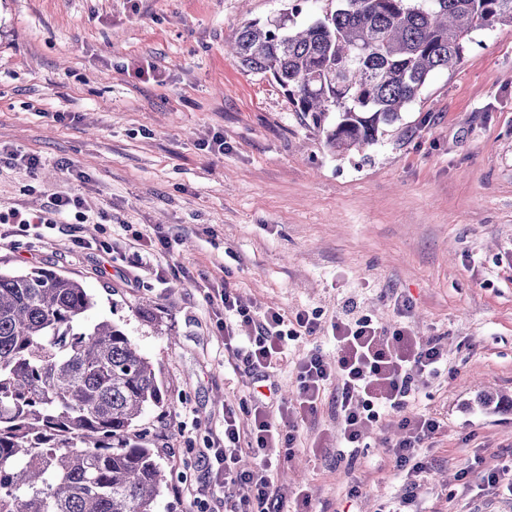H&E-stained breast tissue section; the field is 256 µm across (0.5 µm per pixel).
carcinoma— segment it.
<instances>
[{"instance_id": "cac0c4a2", "label": "carcinoma", "mask_w": 512, "mask_h": 512, "mask_svg": "<svg viewBox=\"0 0 512 512\" xmlns=\"http://www.w3.org/2000/svg\"><path fill=\"white\" fill-rule=\"evenodd\" d=\"M308 2L243 25L232 50L338 152L375 144L475 32L512 24V0H339L299 25ZM93 305L55 271H0V512H156L166 478L131 432L162 393L120 326L88 321Z\"/></svg>"}]
</instances>
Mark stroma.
Returning <instances> with one entry per match:
<instances>
[{
    "mask_svg": "<svg viewBox=\"0 0 512 512\" xmlns=\"http://www.w3.org/2000/svg\"><path fill=\"white\" fill-rule=\"evenodd\" d=\"M288 4L0 0V211L66 195L89 215L10 226L0 267L80 281L90 321L118 324L152 364L163 402L134 431L167 475L158 512L198 500L218 512L224 498L200 458L223 437L225 408L253 393L207 296L224 287L258 313L316 317L274 373L284 398L298 358L316 348L334 361L332 326L347 311L440 339L448 370L420 383L411 411L448 428L415 498L424 512H512L482 481L512 458V411L476 402L512 398V25L473 34L461 65L433 72L376 144L339 153L230 51L241 26ZM136 230L178 242L151 254ZM338 428L324 393L272 476L305 491L313 512H378L398 483L384 450L400 432L380 418L355 455Z\"/></svg>",
    "mask_w": 512,
    "mask_h": 512,
    "instance_id": "obj_1",
    "label": "stroma"
}]
</instances>
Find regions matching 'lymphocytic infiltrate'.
<instances>
[{
  "label": "lymphocytic infiltrate",
  "instance_id": "obj_1",
  "mask_svg": "<svg viewBox=\"0 0 512 512\" xmlns=\"http://www.w3.org/2000/svg\"><path fill=\"white\" fill-rule=\"evenodd\" d=\"M81 207L74 198L55 196L38 212H0V224L50 229L69 211ZM219 297L224 306V348L257 381L270 380L272 371L286 358L290 341L316 330L307 315H297L291 321L273 309L254 313L227 288L220 290ZM243 327L251 328L252 333L241 339L237 332ZM334 330V366H327L320 352L307 354L297 364L293 398L274 403L252 399L242 402L239 409L225 410L224 437L214 443L205 459L215 479L245 486L248 493L225 504L224 512H284L285 497L268 472L272 465H285L292 458L295 416L315 415L332 380L337 383L341 442L360 447L368 426L383 414L392 417L401 430V439L388 454L403 485L379 512H412V489L431 467L425 443L441 431L443 423L428 414H408L410 383L440 375L448 353L440 343L420 342L404 328L390 329L368 318H344ZM245 453L254 457V467H241Z\"/></svg>",
  "mask_w": 512,
  "mask_h": 512
}]
</instances>
